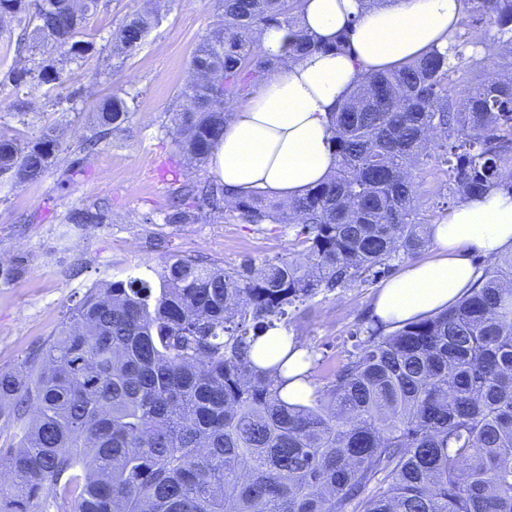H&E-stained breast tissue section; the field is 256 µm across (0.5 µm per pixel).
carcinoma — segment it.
<instances>
[{"mask_svg":"<svg viewBox=\"0 0 512 512\" xmlns=\"http://www.w3.org/2000/svg\"><path fill=\"white\" fill-rule=\"evenodd\" d=\"M98 0H0L50 51L8 75L14 87L64 82V66L98 53L84 39ZM448 49L370 74L332 115L336 170L291 202L235 199L249 224H284L298 251L232 271L178 257L159 285L136 273L89 290L58 336L0 368V512H512V256L495 258L455 305L384 334L314 386L281 396L280 366L260 368L265 330L289 309L384 275L430 242L412 173L429 164L438 196L462 202L503 182L512 160V0H466ZM169 114L178 151L207 165L245 98L279 65L257 50L265 26L294 31L293 52L321 50L299 29L300 0H220ZM157 20L126 19L115 42L135 50ZM498 44L501 74L464 82ZM131 108L93 107L91 143ZM59 138L0 131V176L17 185L55 163ZM168 224L224 213V189L183 184ZM85 207L68 224H100Z\"/></svg>","mask_w":512,"mask_h":512,"instance_id":"cac0c4a2","label":"carcinoma"}]
</instances>
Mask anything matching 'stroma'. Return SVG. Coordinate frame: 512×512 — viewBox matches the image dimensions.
<instances>
[{
    "mask_svg": "<svg viewBox=\"0 0 512 512\" xmlns=\"http://www.w3.org/2000/svg\"><path fill=\"white\" fill-rule=\"evenodd\" d=\"M145 0H98L86 34L98 48L81 65H68L61 88L0 91V129L26 139L57 126L61 151L37 181L0 186V265H19L0 279V367L18 365L40 352L60 331L69 308L92 287L130 272L152 276L166 260L192 256L235 269L287 256L294 235L280 224H249L232 210L202 215L193 224H169L165 214L180 170L182 183L212 181L209 167L181 156L168 132L169 114L181 108L180 91L190 77L191 56L217 19L219 0H159L158 20L131 54L111 51L112 34ZM25 22H0V79L32 66L40 50L22 40ZM116 93L132 102L121 130L98 150L80 149L89 133L94 103ZM27 98L31 112L20 123L9 108ZM103 207L100 224L74 226L65 216L83 206ZM377 284L318 294L293 312L291 331L311 351L315 376L344 363L354 350L353 333L369 326Z\"/></svg>",
    "mask_w": 512,
    "mask_h": 512,
    "instance_id": "1",
    "label": "stroma"
}]
</instances>
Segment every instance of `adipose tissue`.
Returning <instances> with one entry per match:
<instances>
[{"label": "adipose tissue", "mask_w": 512, "mask_h": 512, "mask_svg": "<svg viewBox=\"0 0 512 512\" xmlns=\"http://www.w3.org/2000/svg\"><path fill=\"white\" fill-rule=\"evenodd\" d=\"M464 9V0H390L374 8L360 0H303L304 31L330 45L341 36L346 42L340 51L294 59L286 55L293 39L288 28L265 27L258 49L282 63L236 107L214 151L211 171L227 197L260 191L287 202L324 181L336 168L331 115L352 88L366 75L446 50ZM431 234L435 256L376 292L370 314L378 325L395 328L438 313L478 285L479 259L512 250V188L494 186L448 208ZM252 360L263 368L280 365L288 401L311 397L308 352L285 329L258 336Z\"/></svg>", "instance_id": "obj_1"}]
</instances>
